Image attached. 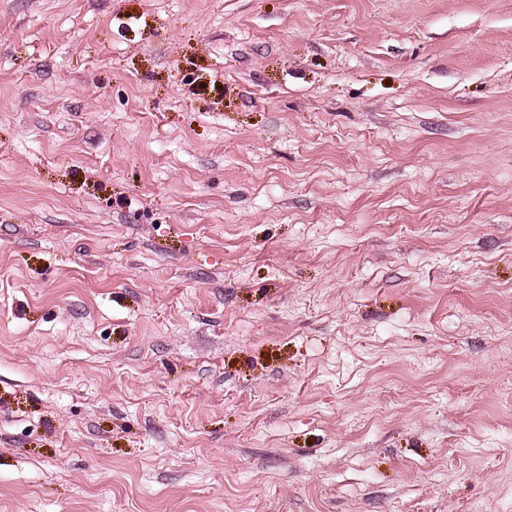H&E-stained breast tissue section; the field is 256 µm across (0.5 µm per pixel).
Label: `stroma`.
Instances as JSON below:
<instances>
[{
	"label": "stroma",
	"instance_id": "1",
	"mask_svg": "<svg viewBox=\"0 0 512 512\" xmlns=\"http://www.w3.org/2000/svg\"><path fill=\"white\" fill-rule=\"evenodd\" d=\"M0 512H512V0H0Z\"/></svg>",
	"mask_w": 512,
	"mask_h": 512
}]
</instances>
